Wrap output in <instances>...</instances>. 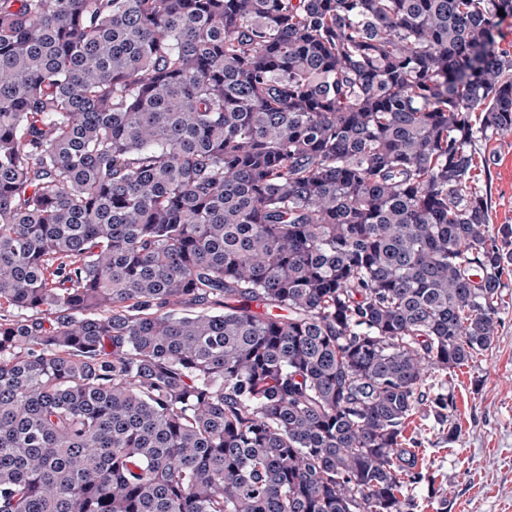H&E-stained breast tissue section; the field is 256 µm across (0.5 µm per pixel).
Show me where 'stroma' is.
I'll list each match as a JSON object with an SVG mask.
<instances>
[{
	"label": "stroma",
	"instance_id": "obj_1",
	"mask_svg": "<svg viewBox=\"0 0 512 512\" xmlns=\"http://www.w3.org/2000/svg\"><path fill=\"white\" fill-rule=\"evenodd\" d=\"M474 185L491 222L512 225V136L479 138ZM492 347L449 376L451 423L420 414L404 429L426 479L410 490L412 512H512V271ZM456 437H449V428Z\"/></svg>",
	"mask_w": 512,
	"mask_h": 512
}]
</instances>
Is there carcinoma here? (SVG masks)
Returning <instances> with one entry per match:
<instances>
[{"label":"carcinoma","instance_id":"obj_1","mask_svg":"<svg viewBox=\"0 0 512 512\" xmlns=\"http://www.w3.org/2000/svg\"><path fill=\"white\" fill-rule=\"evenodd\" d=\"M506 17L0 0V512H407L512 264ZM476 187L488 199L491 224L512 225V136L476 141Z\"/></svg>","mask_w":512,"mask_h":512}]
</instances>
